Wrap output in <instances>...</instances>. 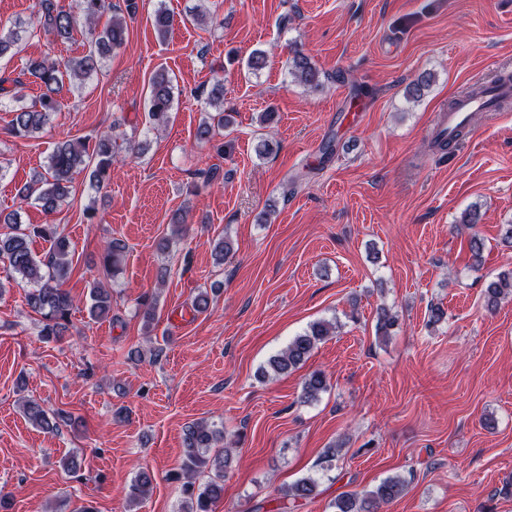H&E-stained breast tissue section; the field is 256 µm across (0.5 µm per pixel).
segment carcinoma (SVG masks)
<instances>
[{
	"instance_id": "carcinoma-1",
	"label": "carcinoma",
	"mask_w": 512,
	"mask_h": 512,
	"mask_svg": "<svg viewBox=\"0 0 512 512\" xmlns=\"http://www.w3.org/2000/svg\"><path fill=\"white\" fill-rule=\"evenodd\" d=\"M125 10L133 17L138 10L137 0H125L121 8L112 0H78L77 10H66L58 0H38L36 21L17 20L11 28L0 35V61L12 59L19 53L22 34L30 31L33 23H38L54 41L68 42L75 32L84 34L88 51L80 56L57 63L46 57L29 58L22 62L19 71L0 72V96H12L17 102L13 118L9 122V133L17 138H29L41 133L60 111V99L67 93L82 89L85 79L101 71L106 55L119 49L128 37V26L124 18L114 12ZM109 16L104 26H99L104 16ZM174 16L165 8H158L154 15V25L160 37H165L173 26ZM289 73L298 82L310 87L321 86L320 72L300 49H292L288 59ZM37 84L41 94L30 104L23 103L18 95V87L25 82ZM173 84L170 76L160 71L150 82L148 97V118L156 125L169 121L173 108ZM205 108L212 110L208 119L196 129L195 137L200 142H209L215 129L224 128L229 121L224 115V83L216 80L211 85L205 99ZM112 134L105 132L94 144L85 140H66L55 143L48 157L46 173L35 177L33 182L18 190L24 202L32 200L39 204L44 213L53 214L71 194L73 176L80 171L88 172L92 186L98 188L108 180L112 168ZM0 223L10 225L11 232L0 234V262L20 282L33 285L26 293L27 305L43 319L42 336L47 339L63 334L70 323L73 299L65 288L71 271L68 258L69 242L57 233L54 224H30L22 226L19 213L14 211L5 216L0 214ZM41 238L52 242V251L44 260L35 258L31 244ZM126 245L119 239L109 241L103 252L105 271L117 276ZM512 293V271L503 272L486 286V305L494 307L505 294ZM89 314L98 318L112 310V296L108 289L95 285L90 292ZM397 325V319L388 310L379 311L376 321L377 336H390ZM333 324L317 321L298 336L280 353L272 356L267 366L260 369L258 377L266 378L269 373L284 374L298 368L310 356L315 346L332 335ZM327 377L321 371L309 373L303 384L301 399L313 401L327 390ZM25 417L42 429H54L47 411L36 402L24 405ZM219 439V433L208 424L198 421L187 427L184 436V459L175 479L183 482L188 496L185 512H212L213 504L224 491V470L230 467L231 449H225L222 457H208L209 449ZM211 467L214 470L211 480L201 489H195V479L199 470ZM152 479L143 472L128 486L126 498L131 504L144 499L150 491ZM317 484L311 478H302L284 490V497L297 501L316 496ZM405 490L404 481L396 476L384 480L373 490L363 494L346 492L336 499V512H379V509L398 499Z\"/></svg>"
}]
</instances>
